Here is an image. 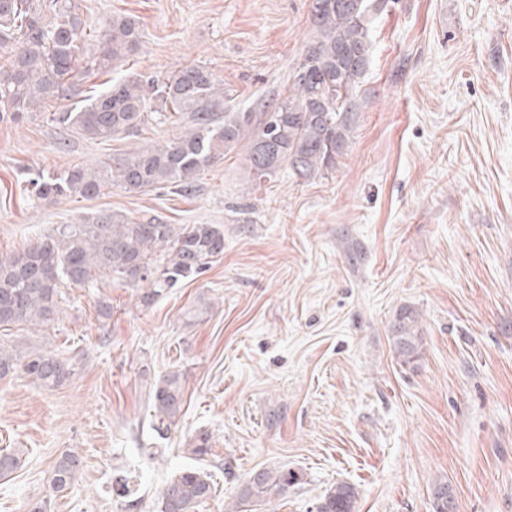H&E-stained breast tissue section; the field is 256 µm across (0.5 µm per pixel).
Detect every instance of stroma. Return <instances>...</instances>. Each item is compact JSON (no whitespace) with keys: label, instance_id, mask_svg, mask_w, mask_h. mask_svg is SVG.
Returning <instances> with one entry per match:
<instances>
[{"label":"stroma","instance_id":"obj_1","mask_svg":"<svg viewBox=\"0 0 512 512\" xmlns=\"http://www.w3.org/2000/svg\"><path fill=\"white\" fill-rule=\"evenodd\" d=\"M78 2L93 27L120 12L138 20L126 79L201 64L228 112L286 94L313 36L311 0ZM371 35L349 148L307 182L283 172L254 188L239 149L189 195L111 186L41 200L29 192L38 172L161 145L180 125L96 141L53 121L55 101L0 123L2 257L103 212L224 227L221 259L153 306L106 279L64 289L52 326L0 327V339L45 343L74 367L53 388L0 380V450L24 459L0 477V512L47 497L69 451L84 470L51 512H159L186 466L215 487L198 512H229L259 469L301 480L253 512H316L339 483L357 490L353 512H433L444 480L457 512H512V0H388ZM404 306L422 331L409 366L392 343ZM172 371L185 406L160 440L145 387ZM202 431L212 449L199 459L186 448ZM120 472L136 479L133 500L111 492Z\"/></svg>","mask_w":512,"mask_h":512}]
</instances>
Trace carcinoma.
<instances>
[{"mask_svg":"<svg viewBox=\"0 0 512 512\" xmlns=\"http://www.w3.org/2000/svg\"><path fill=\"white\" fill-rule=\"evenodd\" d=\"M378 0H313V38L292 75V89L265 112L224 111V89L204 66L174 76L150 75L133 83L120 71L143 45L138 21L115 13L102 20L100 35L89 37L75 0H0V47L21 40L0 65V122L36 112L48 100H63L71 79L82 73L112 74L105 90L81 107L59 111L55 120L93 139L130 133L152 118L188 119L184 131L163 145L137 148L93 166L74 165L61 173L30 179L39 199L73 195L92 199L107 186L141 192L174 185L187 192L197 176L244 147L255 187L286 169L309 180L336 169L353 134L357 80L370 64V18ZM224 254L222 224H141L118 213H102L79 224H60L9 257H0V327H44L59 318L62 289L94 288L112 278L137 288L140 305L191 282ZM399 359L421 354L417 312L403 307L392 325ZM22 372L44 387L73 375L71 365L42 344L0 340V380ZM182 373L169 372L148 389L152 428L164 439L184 407ZM210 435L189 442L196 457L210 453ZM21 465L20 453H0V477ZM82 458L66 452L54 462L50 495L66 490L81 474ZM300 481L291 470L263 469L241 488L236 508L283 492ZM207 474L177 470L166 482L160 512H196L213 493ZM356 492L338 484L319 500L317 512H352Z\"/></svg>","mask_w":512,"mask_h":512,"instance_id":"cac0c4a2","label":"carcinoma"}]
</instances>
